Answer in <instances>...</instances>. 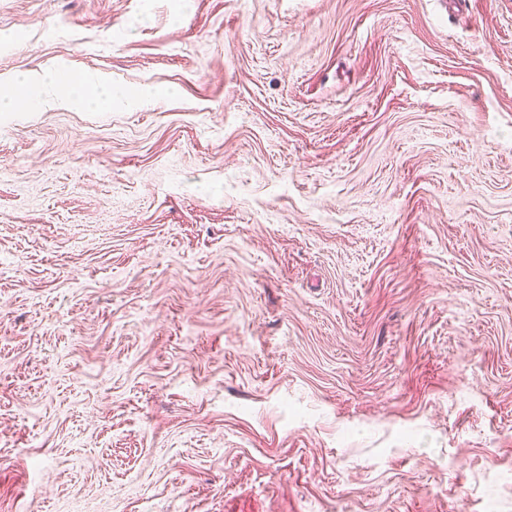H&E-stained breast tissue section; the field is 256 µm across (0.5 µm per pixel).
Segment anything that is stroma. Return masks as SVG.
Wrapping results in <instances>:
<instances>
[{"instance_id":"obj_1","label":"stroma","mask_w":512,"mask_h":512,"mask_svg":"<svg viewBox=\"0 0 512 512\" xmlns=\"http://www.w3.org/2000/svg\"><path fill=\"white\" fill-rule=\"evenodd\" d=\"M0 512H512V0H0ZM62 79L60 73L56 71L46 72L43 77L37 82H27L23 88H25L26 99L29 105H40L44 102V97L49 95L51 92H64L68 95H76L77 100L83 102V97L78 91Z\"/></svg>"}]
</instances>
